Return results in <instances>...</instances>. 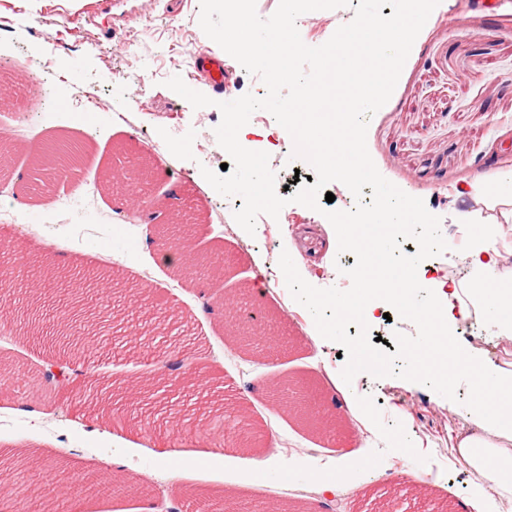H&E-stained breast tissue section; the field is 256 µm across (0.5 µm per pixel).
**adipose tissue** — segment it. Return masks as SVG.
<instances>
[{
	"instance_id": "obj_1",
	"label": "adipose tissue",
	"mask_w": 512,
	"mask_h": 512,
	"mask_svg": "<svg viewBox=\"0 0 512 512\" xmlns=\"http://www.w3.org/2000/svg\"><path fill=\"white\" fill-rule=\"evenodd\" d=\"M388 202H381L364 222L348 225L343 243L362 252L359 290L333 298L334 321L318 332L328 338L338 333L349 318L375 320L380 299L403 310L421 336L408 347L406 362L411 377L437 375L448 399H455L461 378L471 389L470 427L456 437L453 459L512 502V225L464 221L463 260L473 271L465 282L435 285L426 304L414 299V280L422 270L421 256L408 257L398 266L385 265L391 252L392 227L400 225ZM484 317L495 336L507 343L504 358L484 360L479 347L459 339V325Z\"/></svg>"
}]
</instances>
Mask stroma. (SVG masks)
Instances as JSON below:
<instances>
[{
    "label": "stroma",
    "instance_id": "stroma-1",
    "mask_svg": "<svg viewBox=\"0 0 512 512\" xmlns=\"http://www.w3.org/2000/svg\"><path fill=\"white\" fill-rule=\"evenodd\" d=\"M350 6L301 15L302 41L316 47L354 17ZM199 0H0V17L12 19L13 56L0 55V86L10 90L11 108L0 109V132L13 154L0 177V246L17 252V269L29 278L26 251L35 246L44 265L81 268L92 277L113 275L111 291L95 297L99 346L79 358L82 372L112 382L114 423L78 403L85 384L43 383L48 349L35 346L16 319L0 322V361L15 365L35 385L0 393V447L16 442L45 449L67 461L66 470L32 468L19 462L8 484L16 507L37 512L27 496L38 483L57 494L81 472L118 458L113 475L135 479L136 490L84 499V512H156V500L190 512L196 493L229 494L235 501L271 508L311 505L316 512H383L388 502L400 512H504L491 491H478L473 476L455 467L452 437L470 408L459 393L449 413L434 376L409 377L404 349L417 334L403 317L346 323L339 336L313 339L310 312L296 302L278 266L289 252L299 273L318 288L348 289L347 268L356 258L339 252L336 233L320 213L286 205L285 223L270 233L271 217L260 215L255 234L235 225V200L219 194L203 169L220 171L228 153L215 142L220 102L250 93L263 97L264 84L227 58L226 89L199 80L194 60L216 50L199 25ZM138 26V46L124 34ZM63 56L66 82H31L33 59ZM181 76L209 98L199 109L166 87ZM88 91L100 106L77 123L72 98ZM130 112L132 124L113 113ZM247 128L255 150L267 152L281 197L307 184L313 170L292 158V141L267 111H257ZM88 144L73 178L59 181L49 206H26L39 176L34 152L59 135ZM212 141L209 155L193 146ZM367 149L378 171L406 194L421 198L441 219L446 253L426 259L427 280L469 270L461 258L463 215L488 224L512 220V206L471 192L492 176L512 179V0L488 9L484 0H441L416 38L389 101L369 120ZM151 160L158 177L144 186L162 203L156 214L133 221L125 189L104 187L105 171ZM189 225L192 251L213 257L216 275H175L159 258L157 228L170 216ZM243 318L262 322V343L230 345L228 301ZM155 328V346L168 350L163 363L145 360L132 348V325ZM373 347L386 358L381 370L352 376L345 392L326 382V372L348 366L355 346ZM308 386L322 419L342 420L345 430L320 433L285 412L273 411L267 394L287 382ZM41 413L39 424L20 414ZM200 425L223 418L245 419L261 434L257 446L220 450L208 458L187 457L180 477L167 475L153 456L169 440L173 418ZM366 459L354 467L350 458ZM338 475L335 491L321 482Z\"/></svg>",
    "mask_w": 512,
    "mask_h": 512
}]
</instances>
